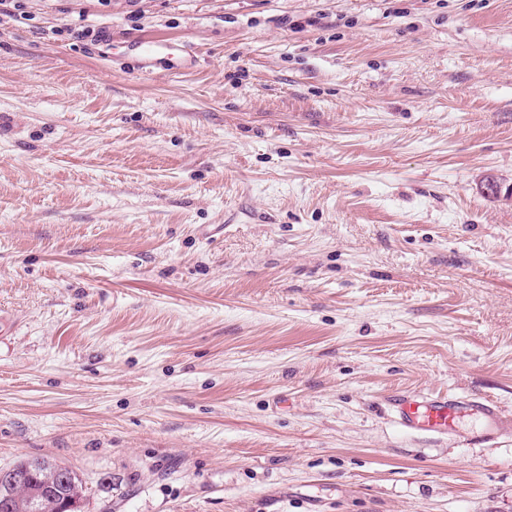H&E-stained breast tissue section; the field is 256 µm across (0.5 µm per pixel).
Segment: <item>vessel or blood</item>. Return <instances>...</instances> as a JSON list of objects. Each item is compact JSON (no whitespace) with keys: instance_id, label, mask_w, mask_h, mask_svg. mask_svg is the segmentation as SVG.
<instances>
[{"instance_id":"obj_1","label":"vessel or blood","mask_w":512,"mask_h":512,"mask_svg":"<svg viewBox=\"0 0 512 512\" xmlns=\"http://www.w3.org/2000/svg\"><path fill=\"white\" fill-rule=\"evenodd\" d=\"M393 405L405 428L429 435H444L453 430L456 415L464 407L488 420L495 415L494 405L478 398L464 400L407 392L396 396Z\"/></svg>"}]
</instances>
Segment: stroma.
I'll return each mask as SVG.
<instances>
[{
    "mask_svg": "<svg viewBox=\"0 0 512 512\" xmlns=\"http://www.w3.org/2000/svg\"><path fill=\"white\" fill-rule=\"evenodd\" d=\"M488 174L512 0H0V467L86 512H512ZM398 419L407 429L429 434L444 435L454 429L458 411L468 407L477 415L491 420L495 406L478 398L461 399L432 397L423 393L407 392L393 399ZM38 459H41L42 462L45 464L42 467V478L41 480L45 482L46 484H53L58 481H66V479L69 477V473L66 471L72 473V477L70 481L67 484H58V485H52L49 488H42L40 486H35L34 490L38 492V494L42 497H45L47 501L49 502H62L67 499H74L75 503L78 505L77 509L78 511L74 512H82L81 508L84 503H86L87 500V484L83 481L82 478H80L75 472L71 471L70 469L57 465L52 464L48 462L45 459H42L41 457H32L27 458L23 461H20L15 466L17 467H10V468H0V480L2 481H9L12 484H20L22 485L24 483L25 477H24V471L25 468H19L21 466H24L26 463L31 462L34 463ZM47 464L60 466L61 468H53L49 467Z\"/></svg>",
    "mask_w": 512,
    "mask_h": 512,
    "instance_id": "35a3bbf8",
    "label": "stroma"
}]
</instances>
